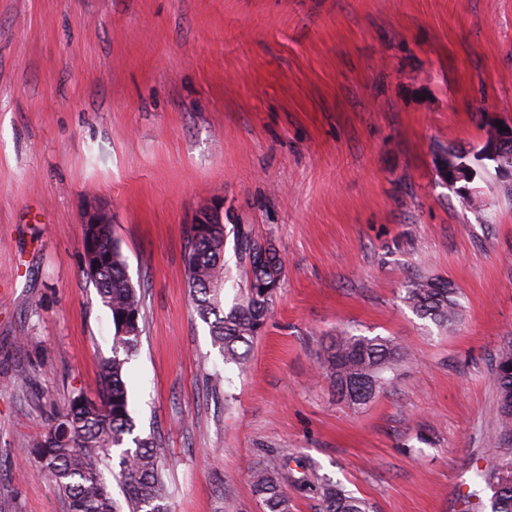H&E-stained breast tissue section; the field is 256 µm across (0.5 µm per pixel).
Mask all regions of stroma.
Here are the masks:
<instances>
[{"instance_id":"stroma-1","label":"stroma","mask_w":512,"mask_h":512,"mask_svg":"<svg viewBox=\"0 0 512 512\" xmlns=\"http://www.w3.org/2000/svg\"><path fill=\"white\" fill-rule=\"evenodd\" d=\"M512 123V0H0V512H67L32 440L95 393L113 325L83 263L103 204L144 295L130 407L155 435L172 512H262L250 472L288 454L291 512L328 479L374 512H491L494 369L512 345V195L439 174ZM224 201L286 276L246 370L187 287L186 232ZM446 278L438 329L405 300ZM410 345L361 406L321 368L342 332ZM26 386H18V377ZM406 302L423 319L448 329L459 321L461 305L455 286L446 279L420 277L406 288Z\"/></svg>"}]
</instances>
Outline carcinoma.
I'll use <instances>...</instances> for the list:
<instances>
[{"label":"carcinoma","instance_id":"1","mask_svg":"<svg viewBox=\"0 0 512 512\" xmlns=\"http://www.w3.org/2000/svg\"><path fill=\"white\" fill-rule=\"evenodd\" d=\"M230 236L245 286L228 306L224 251ZM86 247L99 261L91 277L111 313L112 358L100 366L98 398L75 390L29 454L62 493L68 512H118L102 466L112 449L119 448L117 477L129 512H169L163 464L154 442L134 434L126 382V365L138 353L144 330L143 299L127 275L126 257L111 228L99 227ZM184 261L195 315L208 326L224 362L244 366L284 276L278 249L257 240L245 224L230 229L225 224L191 225ZM405 291L416 314L435 326L446 329L459 321V295L448 280L416 278ZM409 359V348L391 337L342 335L325 348L322 367L343 401L363 405L384 390L386 374ZM495 382L496 437L503 453L486 461L478 476L492 490L493 512H512V346L498 357ZM287 466V457L271 455L254 468L252 487L263 512H289L283 485ZM315 490L322 512H369L365 501L333 484L320 483Z\"/></svg>","mask_w":512,"mask_h":512}]
</instances>
